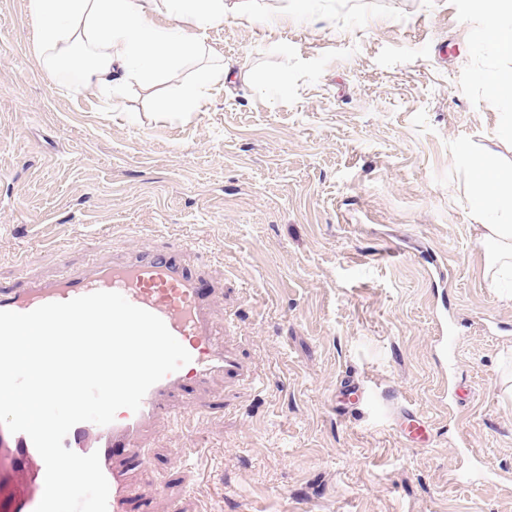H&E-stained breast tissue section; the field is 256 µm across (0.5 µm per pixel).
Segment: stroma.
I'll return each mask as SVG.
<instances>
[{
    "mask_svg": "<svg viewBox=\"0 0 512 512\" xmlns=\"http://www.w3.org/2000/svg\"><path fill=\"white\" fill-rule=\"evenodd\" d=\"M294 2L211 28L223 82L163 118L190 70L104 105L36 65L29 0H0V281L176 248L213 285L252 377L202 429L154 423L130 474L150 512H512V285L485 280L468 171L512 164V99L484 86L512 57L467 0H309L319 24H268ZM348 375L372 405L337 409ZM402 404L429 443L401 437ZM471 457L490 480L462 481Z\"/></svg>",
    "mask_w": 512,
    "mask_h": 512,
    "instance_id": "obj_1",
    "label": "stroma"
}]
</instances>
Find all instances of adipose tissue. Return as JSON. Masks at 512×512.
Here are the masks:
<instances>
[{
  "instance_id": "adipose-tissue-1",
  "label": "adipose tissue",
  "mask_w": 512,
  "mask_h": 512,
  "mask_svg": "<svg viewBox=\"0 0 512 512\" xmlns=\"http://www.w3.org/2000/svg\"><path fill=\"white\" fill-rule=\"evenodd\" d=\"M161 6L172 16V26L156 23ZM29 10L37 65L56 75L70 53H77L81 83L106 99L127 86H149L182 71L205 53L206 31L228 13L225 0H29ZM483 10L489 48L512 56V0H484ZM223 78L220 68L197 70L160 107L178 115L196 111ZM468 167L476 199L472 218L481 242L492 250L486 277L495 284L512 276V166H493L476 153ZM492 212L500 221H487Z\"/></svg>"
}]
</instances>
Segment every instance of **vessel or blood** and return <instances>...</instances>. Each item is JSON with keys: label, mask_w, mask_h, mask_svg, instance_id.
<instances>
[{"label": "vessel or blood", "mask_w": 512, "mask_h": 512, "mask_svg": "<svg viewBox=\"0 0 512 512\" xmlns=\"http://www.w3.org/2000/svg\"><path fill=\"white\" fill-rule=\"evenodd\" d=\"M97 291L120 293L131 304L161 318L191 356L189 363L147 391L138 411L119 410L105 426L78 423L65 437V447L77 454L98 453L109 484L108 512H129L130 471L149 456L145 434L151 425L179 406L191 409L197 419H206L214 408L197 402L195 392L211 388L216 379L245 377L249 371L212 326L210 288L185 267L176 250L133 251L97 264L91 271L64 272L49 281L0 282V311L27 313ZM396 420L406 440L428 442L430 426L416 413L400 409ZM7 472L21 482L11 512H35L44 491V461L27 434L0 425V475Z\"/></svg>", "instance_id": "b4317fda"}]
</instances>
